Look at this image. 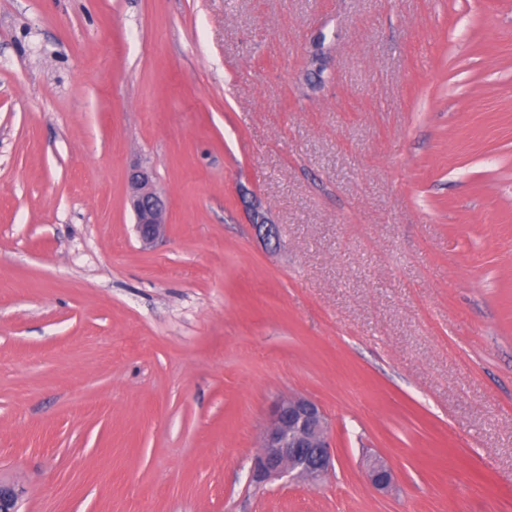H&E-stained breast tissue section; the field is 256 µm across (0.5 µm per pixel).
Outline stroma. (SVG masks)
<instances>
[{"mask_svg":"<svg viewBox=\"0 0 512 512\" xmlns=\"http://www.w3.org/2000/svg\"><path fill=\"white\" fill-rule=\"evenodd\" d=\"M289 393L333 468L255 488ZM0 482L20 512H512V0H0ZM127 187L138 236L144 244H149L165 230V200L154 187L152 173L145 168L135 167L128 172ZM365 470L370 484L377 491L387 492L393 486L394 472L381 457L368 459Z\"/></svg>","mask_w":512,"mask_h":512,"instance_id":"35a3bbf8","label":"stroma"}]
</instances>
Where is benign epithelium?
Wrapping results in <instances>:
<instances>
[{
  "label": "benign epithelium",
  "instance_id": "1",
  "mask_svg": "<svg viewBox=\"0 0 512 512\" xmlns=\"http://www.w3.org/2000/svg\"><path fill=\"white\" fill-rule=\"evenodd\" d=\"M128 200L136 217L140 240L149 244L165 230L167 207L153 184L152 173L141 167L127 174ZM254 460V478L265 485L286 477L316 484L332 469L334 457L330 422L323 408L302 394L279 397L272 405ZM368 480L374 489L388 491L394 472L380 457L367 460ZM14 489L0 483V512H19Z\"/></svg>",
  "mask_w": 512,
  "mask_h": 512
}]
</instances>
